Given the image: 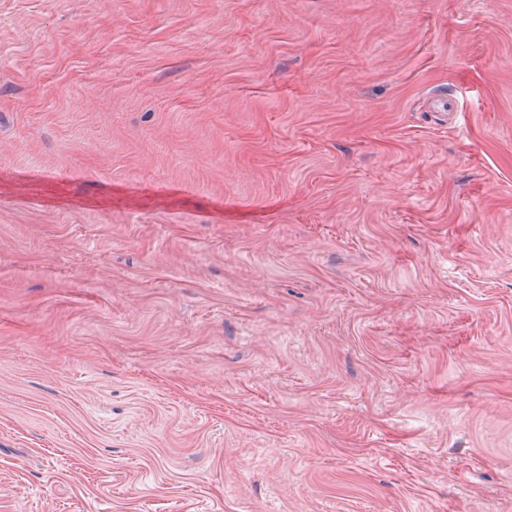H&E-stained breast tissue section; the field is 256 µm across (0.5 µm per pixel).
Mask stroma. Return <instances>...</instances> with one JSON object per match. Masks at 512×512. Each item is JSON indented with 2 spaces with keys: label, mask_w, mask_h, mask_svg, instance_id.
Segmentation results:
<instances>
[{
  "label": "stroma",
  "mask_w": 512,
  "mask_h": 512,
  "mask_svg": "<svg viewBox=\"0 0 512 512\" xmlns=\"http://www.w3.org/2000/svg\"><path fill=\"white\" fill-rule=\"evenodd\" d=\"M0 512H512V0H0Z\"/></svg>",
  "instance_id": "35a3bbf8"
}]
</instances>
